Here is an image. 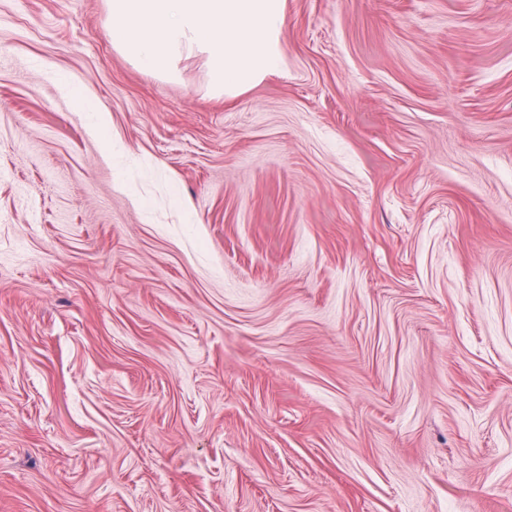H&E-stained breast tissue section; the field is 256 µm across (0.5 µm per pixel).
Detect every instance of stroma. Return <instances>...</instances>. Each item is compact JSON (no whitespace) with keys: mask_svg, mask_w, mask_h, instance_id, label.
Here are the masks:
<instances>
[{"mask_svg":"<svg viewBox=\"0 0 512 512\" xmlns=\"http://www.w3.org/2000/svg\"><path fill=\"white\" fill-rule=\"evenodd\" d=\"M282 50L216 101L0 0V512H512V0Z\"/></svg>","mask_w":512,"mask_h":512,"instance_id":"stroma-1","label":"stroma"}]
</instances>
